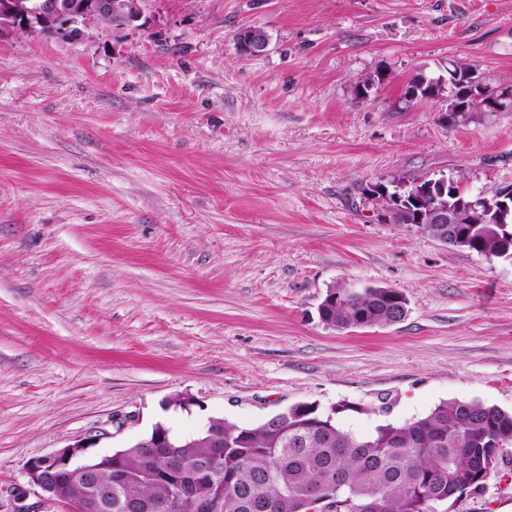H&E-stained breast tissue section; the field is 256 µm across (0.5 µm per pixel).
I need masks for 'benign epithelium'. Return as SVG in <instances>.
Listing matches in <instances>:
<instances>
[{
  "instance_id": "benign-epithelium-1",
  "label": "benign epithelium",
  "mask_w": 512,
  "mask_h": 512,
  "mask_svg": "<svg viewBox=\"0 0 512 512\" xmlns=\"http://www.w3.org/2000/svg\"><path fill=\"white\" fill-rule=\"evenodd\" d=\"M149 0H0V32L18 31L42 36L45 21L57 19L59 25L54 38L62 42L77 41L93 30L102 28V20L110 18L134 27L146 17ZM239 53L256 57L265 52L269 37L259 28L246 27L236 35ZM471 78V99L476 108L500 112L512 106V90H495L487 86L477 70ZM395 195L384 188L374 192L375 204L381 218L388 222L396 215L400 197L411 196L420 203L429 200L425 209L417 213L415 227L422 230L435 225V239L448 243V225L459 223L458 214L449 207L446 196L456 184L446 175H428L414 181L393 183ZM469 224H502L512 212V187L497 190L492 195L479 194L463 203ZM93 443L75 440L45 456L29 460L24 465L28 485L37 491L43 506H58L61 512H100L112 501V485L95 488L75 497L69 488L78 481L87 483L100 469L98 456L88 454Z\"/></svg>"
}]
</instances>
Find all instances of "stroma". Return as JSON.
Here are the masks:
<instances>
[{
    "mask_svg": "<svg viewBox=\"0 0 512 512\" xmlns=\"http://www.w3.org/2000/svg\"><path fill=\"white\" fill-rule=\"evenodd\" d=\"M150 24L0 33V512L24 464L155 423L348 404L367 432L446 400L512 409V260L381 221L366 189L512 184V111L447 124L416 74L512 88V0H151ZM245 27L269 36L239 54ZM402 292L337 330L329 287ZM391 405L379 413L380 399ZM363 412H354V405ZM448 512H512V448ZM236 44L241 55L256 57L267 49L269 37L259 28L246 27L237 33Z\"/></svg>",
    "mask_w": 512,
    "mask_h": 512,
    "instance_id": "stroma-1",
    "label": "stroma"
}]
</instances>
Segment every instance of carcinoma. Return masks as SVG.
<instances>
[{
	"label": "carcinoma",
	"instance_id": "cac0c4a2",
	"mask_svg": "<svg viewBox=\"0 0 512 512\" xmlns=\"http://www.w3.org/2000/svg\"><path fill=\"white\" fill-rule=\"evenodd\" d=\"M431 82L420 74L409 90L417 99H434ZM466 230L468 244L451 237L448 244L485 258L512 255L511 224H468ZM326 296L320 317L337 329L360 321L382 326L407 309L394 288L372 286L349 297L339 285ZM346 410L372 412L298 403L254 427L215 418L213 426L224 432L217 474L208 473L216 449L203 438L186 448L114 450L112 467L98 472L100 483H112V507L103 512H154V503L176 485L184 492L176 512H193L197 498L215 500L219 512H255L261 502L272 503L274 512H310L321 487L333 494L328 504L335 512H447L438 506L482 488L488 460L512 447V410L477 401H442L423 417L363 434L338 424L336 416Z\"/></svg>",
	"mask_w": 512,
	"mask_h": 512
}]
</instances>
